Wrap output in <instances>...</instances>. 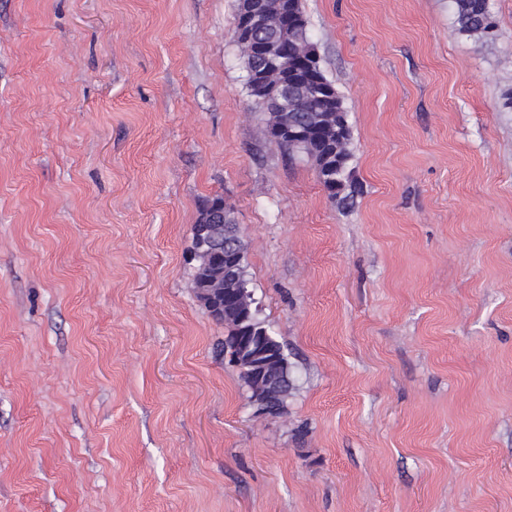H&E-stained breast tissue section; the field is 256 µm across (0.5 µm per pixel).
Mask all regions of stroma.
I'll use <instances>...</instances> for the list:
<instances>
[{
    "instance_id": "obj_1",
    "label": "stroma",
    "mask_w": 512,
    "mask_h": 512,
    "mask_svg": "<svg viewBox=\"0 0 512 512\" xmlns=\"http://www.w3.org/2000/svg\"><path fill=\"white\" fill-rule=\"evenodd\" d=\"M362 192L270 141L237 0H0V512H512V0H301ZM222 196L296 387L191 282ZM490 0H452L456 30L460 34L493 39L497 24L491 11ZM260 311L256 316L257 322L261 324L263 328L267 330L270 336L275 340L274 347L276 353L279 355L280 360L286 364L288 373L285 375L284 368L280 369V367L274 365L271 369L270 373L273 374H279L281 375V379L276 383V390H274L272 393V410H270L269 414L271 415H280L282 414L286 407H287V401L288 398L292 395L293 390L295 389V385L293 382L292 374L290 373V370L288 368V356L284 351V346L280 341L277 340V338L272 334V331L270 330L269 326L266 324L265 320L261 319Z\"/></svg>"
}]
</instances>
